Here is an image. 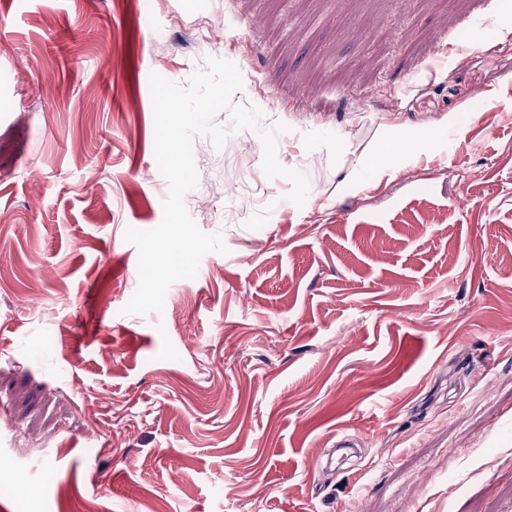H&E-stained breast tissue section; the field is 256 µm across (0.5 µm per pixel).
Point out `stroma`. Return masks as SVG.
<instances>
[{
    "label": "stroma",
    "instance_id": "obj_1",
    "mask_svg": "<svg viewBox=\"0 0 512 512\" xmlns=\"http://www.w3.org/2000/svg\"><path fill=\"white\" fill-rule=\"evenodd\" d=\"M512 0H0V512H512ZM225 252L138 286L152 74ZM291 182L262 170L274 130ZM405 138L409 153L375 169Z\"/></svg>",
    "mask_w": 512,
    "mask_h": 512
}]
</instances>
